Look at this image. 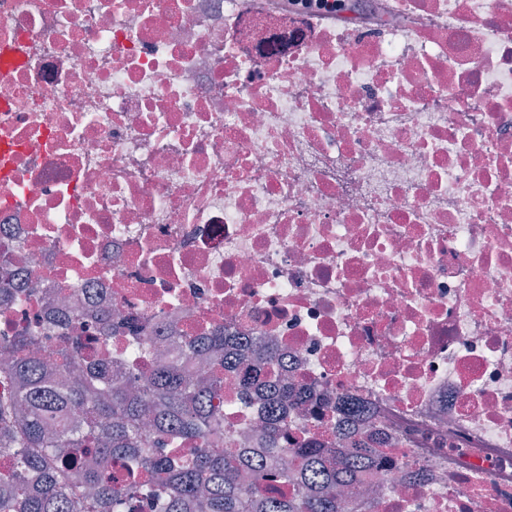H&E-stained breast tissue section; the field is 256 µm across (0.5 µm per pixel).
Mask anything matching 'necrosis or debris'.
<instances>
[{
  "label": "necrosis or debris",
  "mask_w": 512,
  "mask_h": 512,
  "mask_svg": "<svg viewBox=\"0 0 512 512\" xmlns=\"http://www.w3.org/2000/svg\"><path fill=\"white\" fill-rule=\"evenodd\" d=\"M0 332L258 337L373 512H512V0H0ZM267 397L224 385L258 448Z\"/></svg>",
  "instance_id": "obj_1"
}]
</instances>
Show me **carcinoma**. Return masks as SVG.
I'll use <instances>...</instances> for the list:
<instances>
[{
	"mask_svg": "<svg viewBox=\"0 0 512 512\" xmlns=\"http://www.w3.org/2000/svg\"><path fill=\"white\" fill-rule=\"evenodd\" d=\"M134 356L150 350L142 329L129 322ZM55 361L49 372L35 339L0 336V378L12 391L0 396V512H248L262 498L264 512H340L336 487L356 483L375 450L353 448L342 456L316 440L292 444L291 414L304 389L288 388L274 352L256 363L244 352L224 358L231 337L219 329L203 338L187 332L168 345L211 357L200 376L170 361L141 377L87 365L79 336L52 325ZM238 392L260 388L275 406L263 419L265 447H224V413L213 406L224 376ZM293 492L263 495L267 470Z\"/></svg>",
	"mask_w": 512,
	"mask_h": 512,
	"instance_id": "carcinoma-1",
	"label": "carcinoma"
}]
</instances>
